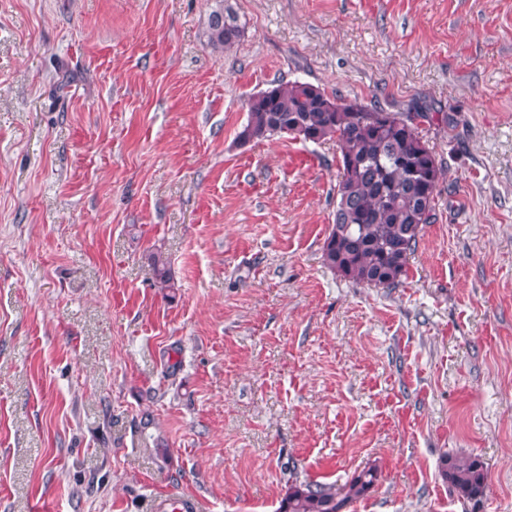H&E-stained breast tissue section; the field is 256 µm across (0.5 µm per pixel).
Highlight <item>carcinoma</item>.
Listing matches in <instances>:
<instances>
[{"mask_svg":"<svg viewBox=\"0 0 512 512\" xmlns=\"http://www.w3.org/2000/svg\"><path fill=\"white\" fill-rule=\"evenodd\" d=\"M208 44L224 51L238 43L244 26L224 0H216L205 31ZM242 144L274 136L336 144L338 174L333 224L325 238L324 264L356 284L390 288L407 275L408 258L436 216L442 166L420 136L427 112H388L347 101L308 82L279 83L249 97ZM156 282L174 287L168 261L150 256ZM442 478L477 512L486 499L487 473L476 456L442 457ZM370 466L342 485L288 482L277 512H346L374 487Z\"/></svg>","mask_w":512,"mask_h":512,"instance_id":"cac0c4a2","label":"carcinoma"}]
</instances>
